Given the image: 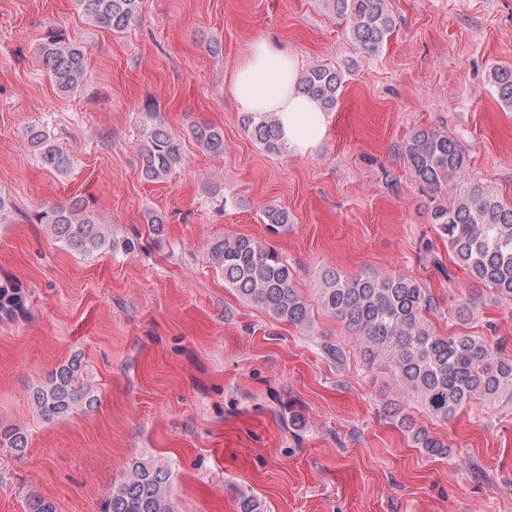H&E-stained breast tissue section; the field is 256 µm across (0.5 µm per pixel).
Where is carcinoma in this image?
Segmentation results:
<instances>
[{"label": "carcinoma", "mask_w": 512, "mask_h": 512, "mask_svg": "<svg viewBox=\"0 0 512 512\" xmlns=\"http://www.w3.org/2000/svg\"><path fill=\"white\" fill-rule=\"evenodd\" d=\"M327 2L336 16L349 23L355 41L370 54L383 46L393 29L387 0ZM141 3L77 0L80 12L94 26L120 32L137 22ZM36 52L60 91L87 88L88 59L83 46L51 29ZM491 80L499 100L511 107L512 70L495 68ZM297 87L331 111L336 108L342 79L335 69L318 65L298 76ZM146 117L141 174L149 182H163L185 164V141L168 129L159 113L148 112ZM243 122L261 150L281 152L283 140L276 114L247 112ZM26 137L44 169L64 174L71 168L70 154L51 143L42 129L31 127ZM189 137L206 152L224 151V133L214 125L194 123ZM403 157L416 180L439 198L447 194L448 182L468 166L457 142L431 128H420L406 140ZM431 219L436 232L448 243L454 263L496 298L512 301V207L482 183L473 182L451 202L436 204ZM262 220L270 231L277 232L288 224V212L270 206ZM38 223L50 225L59 241L81 254L115 246L104 225L78 198L43 210ZM210 255L224 275V283L242 298L278 320L309 327L310 307L296 288V271L277 249L245 235L226 234L211 245ZM319 300L321 307L362 345L367 364L379 362L393 371L399 397L387 403L384 415L427 455L448 456V444L417 426L403 401L414 400L441 421L453 419L473 399L512 402L508 341L492 342L470 333H437L429 317L438 311V304L423 283L402 274L346 275L329 271L324 275ZM22 308L19 289L0 287V312L12 316ZM81 371V360L74 356L34 390L36 410L45 421L65 417L82 403L93 404L90 389L80 382ZM0 446L22 454L28 439L22 431L10 429L0 432ZM171 477L165 464L137 458L112 483L100 512H175ZM27 506L28 512H58L53 501L38 494L28 497Z\"/></svg>", "instance_id": "1"}]
</instances>
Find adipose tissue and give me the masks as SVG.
<instances>
[{
    "mask_svg": "<svg viewBox=\"0 0 512 512\" xmlns=\"http://www.w3.org/2000/svg\"><path fill=\"white\" fill-rule=\"evenodd\" d=\"M297 59L287 46L251 44L228 75L226 92L245 112H273L284 142L297 154L312 153L326 134L329 114L297 87Z\"/></svg>",
    "mask_w": 512,
    "mask_h": 512,
    "instance_id": "ef3b65f1",
    "label": "adipose tissue"
}]
</instances>
